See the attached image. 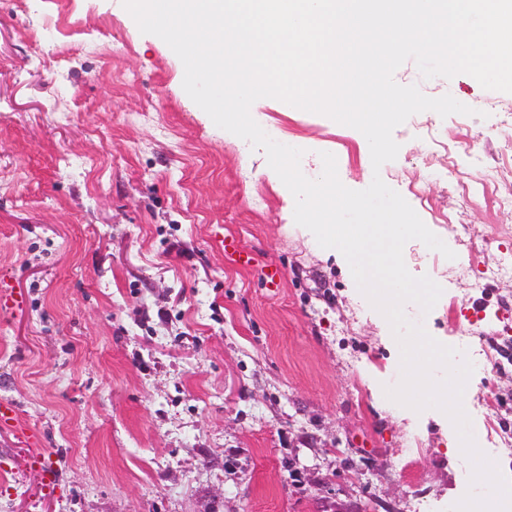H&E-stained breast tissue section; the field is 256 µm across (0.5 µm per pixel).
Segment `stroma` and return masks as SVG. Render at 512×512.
<instances>
[{
	"mask_svg": "<svg viewBox=\"0 0 512 512\" xmlns=\"http://www.w3.org/2000/svg\"><path fill=\"white\" fill-rule=\"evenodd\" d=\"M183 78L122 0H0V283L23 298L0 314V400L57 474L44 490L35 450L0 430V512H446L470 486L452 422L386 397L401 380L388 322L295 223L265 152ZM394 79L473 112L412 115L378 171L354 128L273 98L251 115L310 177L324 152L350 189L381 175L455 252L405 245L409 272L443 290L405 314L448 346L460 324L491 355L463 407L512 479V277L495 273L512 234L492 204L512 194V93L411 60Z\"/></svg>",
	"mask_w": 512,
	"mask_h": 512,
	"instance_id": "obj_1",
	"label": "stroma"
}]
</instances>
